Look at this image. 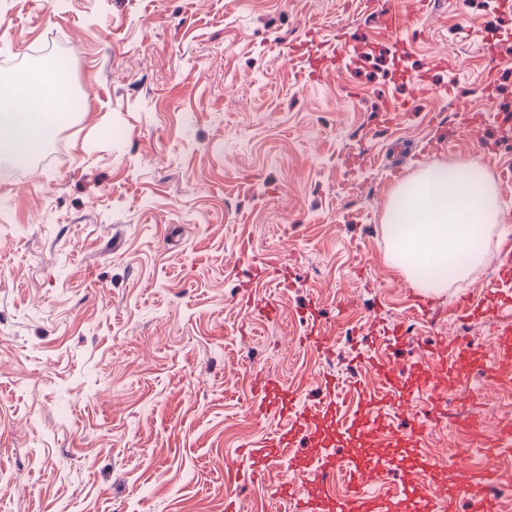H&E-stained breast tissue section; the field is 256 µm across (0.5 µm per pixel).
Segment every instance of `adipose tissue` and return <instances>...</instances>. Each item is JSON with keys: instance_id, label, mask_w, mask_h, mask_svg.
Instances as JSON below:
<instances>
[{"instance_id": "adipose-tissue-1", "label": "adipose tissue", "mask_w": 512, "mask_h": 512, "mask_svg": "<svg viewBox=\"0 0 512 512\" xmlns=\"http://www.w3.org/2000/svg\"><path fill=\"white\" fill-rule=\"evenodd\" d=\"M69 88L62 71L31 69L23 79L0 88V156L35 154L70 116Z\"/></svg>"}]
</instances>
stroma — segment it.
<instances>
[{
  "label": "stroma",
  "mask_w": 512,
  "mask_h": 512,
  "mask_svg": "<svg viewBox=\"0 0 512 512\" xmlns=\"http://www.w3.org/2000/svg\"><path fill=\"white\" fill-rule=\"evenodd\" d=\"M44 58L77 106L0 178V512H273L296 473L243 478L240 448L287 423L250 413L257 373L317 405L320 376L374 382L359 353L413 374L448 336L486 364L512 346L456 312L512 296L496 265L424 288L382 232L398 185L470 164L503 210L489 256L512 239V12L0 0V76ZM440 405L422 452L441 479L474 444L457 416L512 426L483 368Z\"/></svg>",
  "instance_id": "1"
}]
</instances>
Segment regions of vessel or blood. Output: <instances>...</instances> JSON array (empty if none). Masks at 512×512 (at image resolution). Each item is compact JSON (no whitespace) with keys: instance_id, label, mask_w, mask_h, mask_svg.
<instances>
[{"instance_id":"1","label":"vessel or blood","mask_w":512,"mask_h":512,"mask_svg":"<svg viewBox=\"0 0 512 512\" xmlns=\"http://www.w3.org/2000/svg\"><path fill=\"white\" fill-rule=\"evenodd\" d=\"M503 300H496L479 308L469 299H461L457 308L462 317L486 312L491 317L489 328L494 333L512 332V322L501 319ZM436 360L442 374L457 380L467 376L478 361V350L471 344L449 343L447 349L437 351ZM377 375V386L357 387L359 406L352 416H345L343 408L349 394L339 381L322 380L328 394L325 402L316 406L300 404L295 391L281 386L274 378L261 376L256 394L250 404L253 416L285 415L291 420L288 428L270 434L264 442L249 449L248 456L254 469L261 470L284 458L305 472L301 483L291 481L280 485L278 496L289 501L293 512H404L413 505L416 512H456L457 492L472 488V512H493V495L497 485L508 476L499 471H475L470 453H462L456 464L452 481L435 480L424 491L414 484L416 472H432L436 466L428 458L415 455L427 433L425 421H418L407 434L384 427L380 418L371 415V408L381 406V393L394 395L398 406L408 410L421 376L405 378L391 362L370 360ZM308 433L317 440L315 448L304 455L289 456L288 451L296 437ZM354 444L352 455L339 457L335 447ZM383 471L398 473L397 481L386 487L385 493L370 491L376 476ZM342 480L345 493L335 496L331 487Z\"/></svg>"}]
</instances>
